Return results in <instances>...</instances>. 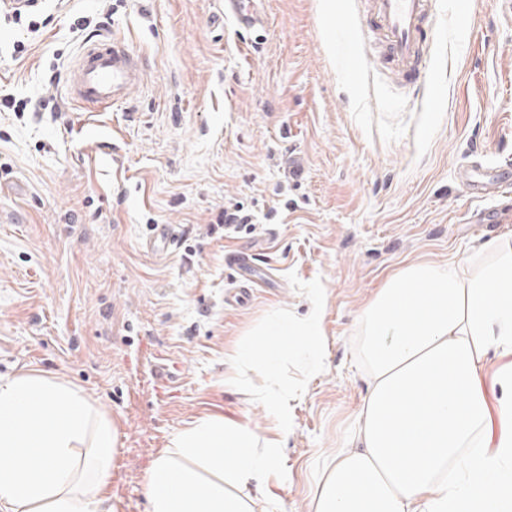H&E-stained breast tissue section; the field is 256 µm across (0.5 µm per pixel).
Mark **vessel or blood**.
Instances as JSON below:
<instances>
[{
  "label": "vessel or blood",
  "instance_id": "vessel-or-blood-1",
  "mask_svg": "<svg viewBox=\"0 0 512 512\" xmlns=\"http://www.w3.org/2000/svg\"><path fill=\"white\" fill-rule=\"evenodd\" d=\"M440 0H371L367 37L379 40L402 77L410 82L427 79L425 57L436 42ZM224 15L237 27L258 29L265 14L257 0H224ZM144 71L137 56L117 40L87 41L66 77L71 100L111 108L125 102L129 90L140 84ZM179 234L170 224L155 225L146 241L148 251L164 255L178 243Z\"/></svg>",
  "mask_w": 512,
  "mask_h": 512
}]
</instances>
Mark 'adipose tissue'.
Segmentation results:
<instances>
[{
	"label": "adipose tissue",
	"mask_w": 512,
	"mask_h": 512,
	"mask_svg": "<svg viewBox=\"0 0 512 512\" xmlns=\"http://www.w3.org/2000/svg\"><path fill=\"white\" fill-rule=\"evenodd\" d=\"M240 364L275 370L318 315L270 323ZM369 383L357 448L341 452L315 512H512V250L499 240L445 265L411 264L365 306ZM501 365L490 407L483 377ZM115 438L80 390L0 378V512H105ZM279 461L247 429L205 418L178 432L147 476L150 512H254L249 480Z\"/></svg>",
	"instance_id": "ef3b65f1"
}]
</instances>
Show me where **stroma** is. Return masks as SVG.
<instances>
[{
	"label": "stroma",
	"mask_w": 512,
	"mask_h": 512,
	"mask_svg": "<svg viewBox=\"0 0 512 512\" xmlns=\"http://www.w3.org/2000/svg\"><path fill=\"white\" fill-rule=\"evenodd\" d=\"M32 2L19 19L0 9V95L29 105L0 110V377L79 388L111 420L115 512H150L153 459L209 417L280 444L249 485L255 512H314L327 465L353 447L365 304L408 264L493 238L512 248L500 198L464 190L489 167L512 183V22L495 0H447L428 94L352 31L367 0H262L268 22L252 31L224 0ZM97 35L145 69L112 111L67 96ZM48 100L58 111L39 110ZM228 201L251 226L217 224ZM156 224L179 233L169 255L144 248ZM239 253L267 282L231 308ZM314 312L319 366L302 347L277 368L283 426L262 398L267 370L236 355L269 320Z\"/></svg>",
	"instance_id": "stroma-1"
}]
</instances>
